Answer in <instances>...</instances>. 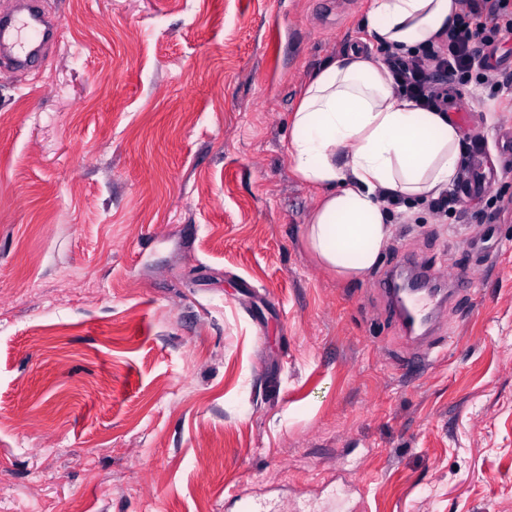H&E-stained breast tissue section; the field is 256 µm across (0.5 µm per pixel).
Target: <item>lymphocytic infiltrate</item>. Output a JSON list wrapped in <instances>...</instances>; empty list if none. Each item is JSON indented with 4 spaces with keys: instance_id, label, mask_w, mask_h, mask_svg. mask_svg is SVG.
<instances>
[{
    "instance_id": "f902f5d3",
    "label": "lymphocytic infiltrate",
    "mask_w": 512,
    "mask_h": 512,
    "mask_svg": "<svg viewBox=\"0 0 512 512\" xmlns=\"http://www.w3.org/2000/svg\"><path fill=\"white\" fill-rule=\"evenodd\" d=\"M462 8L444 40L404 57L385 49V60L407 95L434 110L448 102L452 84L486 90L498 110L512 112V74H500L487 47L512 39V0H461Z\"/></svg>"
}]
</instances>
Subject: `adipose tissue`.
I'll return each instance as SVG.
<instances>
[{
	"label": "adipose tissue",
	"mask_w": 512,
	"mask_h": 512,
	"mask_svg": "<svg viewBox=\"0 0 512 512\" xmlns=\"http://www.w3.org/2000/svg\"><path fill=\"white\" fill-rule=\"evenodd\" d=\"M459 10L460 0H371L364 25L406 55L447 32ZM460 142L453 116L417 106L384 64L352 52L316 70L291 116L287 153L321 192L307 224L319 263L364 278L392 238L383 192L409 203L453 188Z\"/></svg>",
	"instance_id": "ef3b65f1"
}]
</instances>
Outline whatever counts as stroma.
Segmentation results:
<instances>
[{"label": "stroma", "instance_id": "1", "mask_svg": "<svg viewBox=\"0 0 512 512\" xmlns=\"http://www.w3.org/2000/svg\"><path fill=\"white\" fill-rule=\"evenodd\" d=\"M42 5L43 57L0 63V512H512V112L455 96L493 223L394 212L352 281L286 142L370 0ZM474 244L421 361L379 285Z\"/></svg>", "mask_w": 512, "mask_h": 512}]
</instances>
